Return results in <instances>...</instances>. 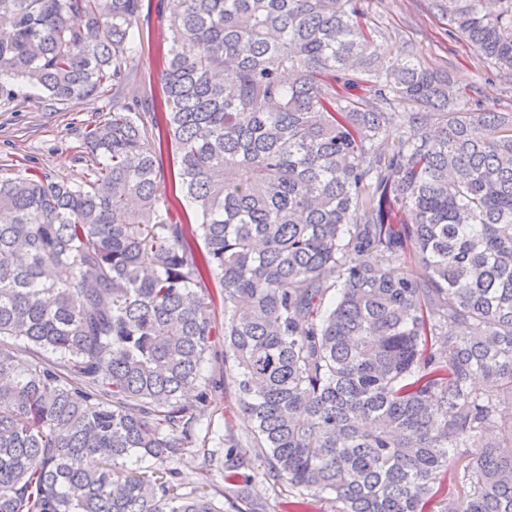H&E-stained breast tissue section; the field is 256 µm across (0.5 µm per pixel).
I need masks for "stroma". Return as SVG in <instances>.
<instances>
[{
  "label": "stroma",
  "instance_id": "stroma-1",
  "mask_svg": "<svg viewBox=\"0 0 512 512\" xmlns=\"http://www.w3.org/2000/svg\"><path fill=\"white\" fill-rule=\"evenodd\" d=\"M379 35L375 48L385 57L410 53L430 70L448 75L456 88L470 97L486 96L497 111L512 114V83L495 76L482 57L460 36L450 35L448 21L434 10L432 0H360ZM143 11L139 25L138 51L126 80L101 97H90L65 106L21 107L0 112V177H15L35 169L51 179L74 183L85 181V130L101 121L107 111L129 104L132 98H158L161 94L160 47L167 32L166 12ZM196 420L205 431V447L184 453L173 466L181 475L202 487L224 505V445L226 430L243 434L247 422L238 406L232 384L213 389ZM248 490L261 499L266 512H334L328 496L298 499L288 486L258 477Z\"/></svg>",
  "mask_w": 512,
  "mask_h": 512
}]
</instances>
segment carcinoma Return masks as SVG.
<instances>
[{
	"label": "carcinoma",
	"mask_w": 512,
	"mask_h": 512,
	"mask_svg": "<svg viewBox=\"0 0 512 512\" xmlns=\"http://www.w3.org/2000/svg\"><path fill=\"white\" fill-rule=\"evenodd\" d=\"M482 2L433 6L512 77V0ZM142 10L0 0V108L110 92ZM378 34L358 0H180L163 98L86 132L83 183L0 177V512H223L169 467L213 384L207 280L237 512H265L252 451L335 512H512V116ZM206 294L213 299L211 308L214 315V324L216 333L212 339V350L209 360L205 363V373L215 379H222L224 372V362H222V354H224V291L218 284L206 281Z\"/></svg>",
	"instance_id": "obj_1"
}]
</instances>
